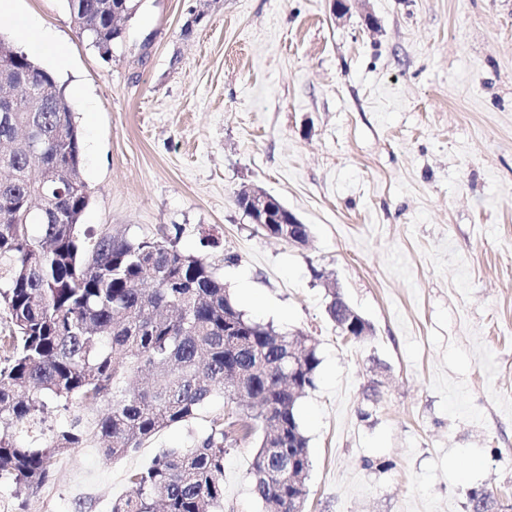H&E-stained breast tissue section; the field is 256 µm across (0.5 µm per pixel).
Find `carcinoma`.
<instances>
[{"mask_svg": "<svg viewBox=\"0 0 512 512\" xmlns=\"http://www.w3.org/2000/svg\"><path fill=\"white\" fill-rule=\"evenodd\" d=\"M79 33L112 56L120 16L133 0H66ZM36 88L0 111V483L32 492L55 457L100 445L121 459L193 416L217 393L224 416L194 447L161 451L129 476L112 512H223L224 456L258 436L251 465L256 501L289 512L307 495L308 441L296 415L314 387L317 343L243 317L231 331L223 280L205 258L185 254L167 232L129 240L103 228L82 238L90 203L81 132L55 76L0 38V90ZM56 171L31 179V168ZM300 369L288 373V348ZM64 420L45 427L48 408ZM470 512H498L494 493L474 491Z\"/></svg>", "mask_w": 512, "mask_h": 512, "instance_id": "carcinoma-1", "label": "carcinoma"}]
</instances>
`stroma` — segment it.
Returning <instances> with one entry per match:
<instances>
[{"instance_id":"stroma-1","label":"stroma","mask_w":512,"mask_h":512,"mask_svg":"<svg viewBox=\"0 0 512 512\" xmlns=\"http://www.w3.org/2000/svg\"><path fill=\"white\" fill-rule=\"evenodd\" d=\"M15 7L28 36L9 18L0 35L55 74L82 132L85 229L179 227L227 291L248 283V317L316 339L304 512H468L481 489L512 512V0H142L108 60L64 0ZM249 187L307 245L258 230ZM330 282L367 339L328 320ZM223 411L119 460L61 454L36 492L1 486L0 512H112L130 472ZM254 451L225 456L224 512H262ZM272 205L275 209V211L271 215L272 224H266L267 228L270 229V232L275 233L276 231H278L280 225L283 224L282 222L287 221L288 217V224L296 225L297 232L309 237V231L311 232V230L308 224H301V222L294 214L293 217H289V215L285 211L288 209L284 207L279 200L274 199Z\"/></svg>"}]
</instances>
